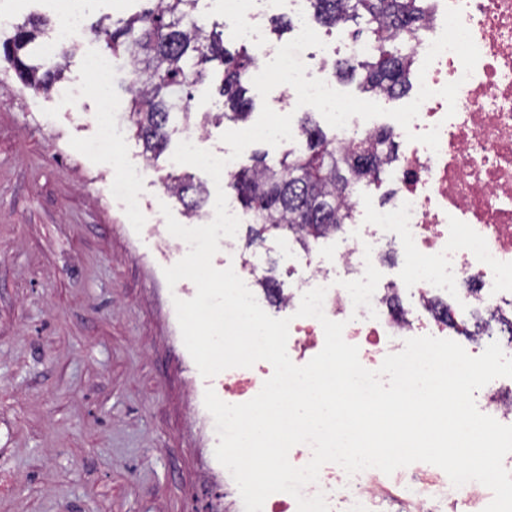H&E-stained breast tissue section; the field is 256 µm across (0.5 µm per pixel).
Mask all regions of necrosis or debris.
Returning a JSON list of instances; mask_svg holds the SVG:
<instances>
[{
    "mask_svg": "<svg viewBox=\"0 0 512 512\" xmlns=\"http://www.w3.org/2000/svg\"><path fill=\"white\" fill-rule=\"evenodd\" d=\"M224 26L233 38L257 39L260 22L302 0H220ZM424 28L411 44L413 70H425L433 95L424 101L410 128L388 120L399 152L388 167L395 185L392 203L367 205L354 196L344 245L331 263H306L288 289L267 288L258 275L245 284L261 308L275 306L289 319L287 353L293 363H308L325 342L321 323L298 316L304 292L326 287L323 310L344 322V340L359 349L369 370L403 350L406 339L431 335L472 336L471 313L496 312V323H512V0H429ZM461 8L480 57L464 75L459 57L441 53L431 65L423 60L443 31L447 7ZM460 82L456 112L448 114L438 91ZM439 127V148L409 141L408 132ZM403 253L405 265L383 268L371 308H354L342 283L361 278L366 264H378L385 251ZM473 338V336H472ZM485 338H473L471 355L481 354ZM273 367L260 361L223 373L224 402L255 397ZM481 411L512 425V378H498L477 392ZM347 499L367 502L381 512H447L449 504L485 508L493 494L471 481L454 487L440 468L416 462L392 474L373 470L344 487Z\"/></svg>",
    "mask_w": 512,
    "mask_h": 512,
    "instance_id": "1",
    "label": "necrosis or debris"
}]
</instances>
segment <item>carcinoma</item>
I'll use <instances>...</instances> for the list:
<instances>
[{"instance_id":"1","label":"carcinoma","mask_w":512,"mask_h":512,"mask_svg":"<svg viewBox=\"0 0 512 512\" xmlns=\"http://www.w3.org/2000/svg\"><path fill=\"white\" fill-rule=\"evenodd\" d=\"M147 7L107 27L99 21L91 30L101 36L112 57L126 61L131 78L123 87L129 129L144 147L146 159L159 158L168 143L171 115L192 117L190 88L207 77V65L218 62L222 79L218 89L229 112L205 113L204 128L224 119L246 122L252 101L245 97L246 82L256 66V53L245 46L231 52L222 33L197 23L191 12L197 0H143ZM315 20L336 28L365 21L375 36V53L352 62L332 65L340 79L358 78L362 93L385 91L392 97L409 90L411 65L403 51L423 27L427 0H308ZM48 20L28 18L0 33V58L15 71L21 84L35 93L50 91L62 78L63 65L44 58L35 45ZM305 141L275 161L257 154L253 164L238 170L229 187L242 204L250 224L248 243L266 232L301 235L308 246L349 217L348 197L361 181L375 184L385 164L394 158V137L360 138L349 148H338L312 123L309 113L300 120ZM166 192L179 199L186 216L199 215L209 199L205 185L189 175L167 176Z\"/></svg>"}]
</instances>
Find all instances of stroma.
Wrapping results in <instances>:
<instances>
[{"mask_svg":"<svg viewBox=\"0 0 512 512\" xmlns=\"http://www.w3.org/2000/svg\"><path fill=\"white\" fill-rule=\"evenodd\" d=\"M139 0H93L63 84L87 86L78 105L36 96L0 60V512H244L236 483L216 460L217 433L198 405L194 365L168 286L166 254L150 234L166 194L183 118L137 187L144 215L129 218L113 193L112 166L145 162L128 136L111 156L87 151L101 115L123 99L125 72L101 96L88 62L106 57L92 23L128 16ZM63 21L52 0H0L10 23L30 14ZM283 236L266 234L245 257L288 282Z\"/></svg>","mask_w":512,"mask_h":512,"instance_id":"stroma-1","label":"stroma"}]
</instances>
